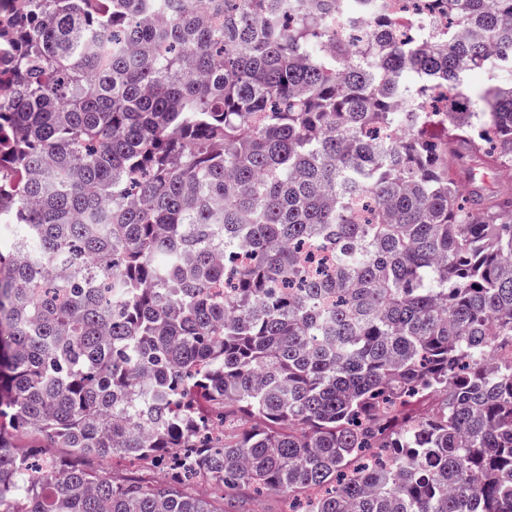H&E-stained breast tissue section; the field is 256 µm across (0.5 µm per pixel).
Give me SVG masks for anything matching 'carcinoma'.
Listing matches in <instances>:
<instances>
[{
  "label": "carcinoma",
  "mask_w": 512,
  "mask_h": 512,
  "mask_svg": "<svg viewBox=\"0 0 512 512\" xmlns=\"http://www.w3.org/2000/svg\"><path fill=\"white\" fill-rule=\"evenodd\" d=\"M336 8L0 22V512H512V189L463 185L512 176V0L424 41ZM488 84L487 77L479 71L471 72L468 75L466 85L464 89L460 92H451L448 93L449 96H451L453 99H458L460 97H468L469 102L471 103L474 108H479V100L477 98V95L475 91H478L479 89L483 88L485 85Z\"/></svg>",
  "instance_id": "carcinoma-1"
}]
</instances>
